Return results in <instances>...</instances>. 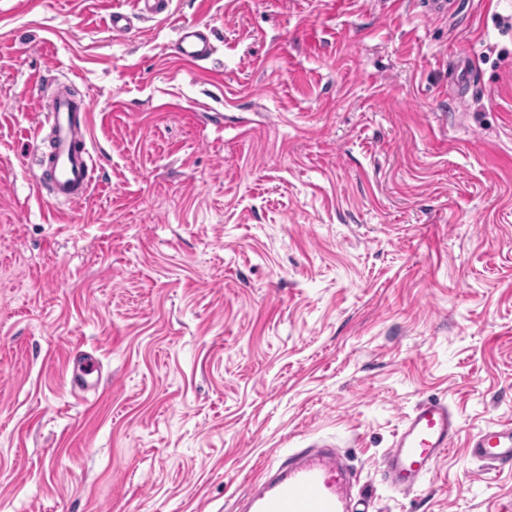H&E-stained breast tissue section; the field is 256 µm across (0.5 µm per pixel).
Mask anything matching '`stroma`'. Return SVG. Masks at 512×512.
<instances>
[{
    "instance_id": "stroma-1",
    "label": "stroma",
    "mask_w": 512,
    "mask_h": 512,
    "mask_svg": "<svg viewBox=\"0 0 512 512\" xmlns=\"http://www.w3.org/2000/svg\"><path fill=\"white\" fill-rule=\"evenodd\" d=\"M52 78L93 101L73 205L35 188ZM429 398L461 439L402 498L377 462ZM507 421L512 0H0V512H236L315 440L374 512H512L463 444ZM174 52L179 59L191 64L207 60L211 56L208 36L194 26H184Z\"/></svg>"
}]
</instances>
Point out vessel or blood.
Returning <instances> with one entry per match:
<instances>
[{
    "instance_id": "1",
    "label": "vessel or blood",
    "mask_w": 512,
    "mask_h": 512,
    "mask_svg": "<svg viewBox=\"0 0 512 512\" xmlns=\"http://www.w3.org/2000/svg\"><path fill=\"white\" fill-rule=\"evenodd\" d=\"M177 57L195 64L207 60L211 46L207 35L193 26L181 29L174 46ZM92 112L89 96L74 97L60 82L45 113L53 142L48 154L38 157L37 167L49 180L48 194L55 201L77 204L88 197L96 165L90 147ZM460 431L449 406L438 399L417 405L408 413L385 451L382 480L387 489L406 496L431 473L436 460L451 446ZM467 454L493 467L512 464V426L485 429L472 435ZM355 480L340 451L323 444L293 452L287 462L268 465L253 480L240 503V512H369L371 498L354 493Z\"/></svg>"
}]
</instances>
